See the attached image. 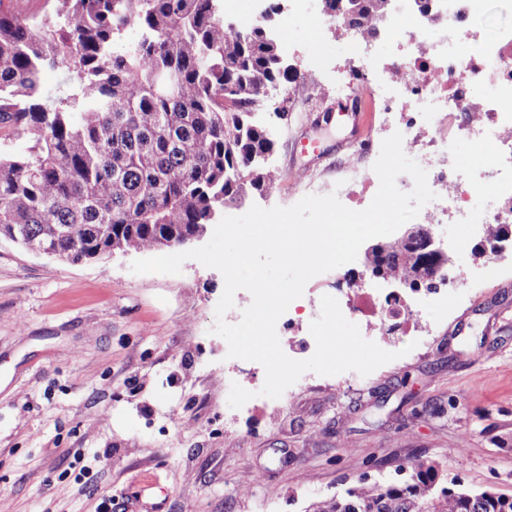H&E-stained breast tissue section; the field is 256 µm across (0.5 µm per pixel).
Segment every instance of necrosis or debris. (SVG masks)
Wrapping results in <instances>:
<instances>
[{
  "instance_id": "obj_1",
  "label": "necrosis or debris",
  "mask_w": 512,
  "mask_h": 512,
  "mask_svg": "<svg viewBox=\"0 0 512 512\" xmlns=\"http://www.w3.org/2000/svg\"><path fill=\"white\" fill-rule=\"evenodd\" d=\"M430 4L425 15L416 0H393L384 32L376 39L347 29L342 17H335L336 32L351 50H370L367 71L337 70L336 97L347 101L365 92L388 116L384 134H402L404 152L426 171L436 195L421 209L422 218L458 225L465 246L469 231L486 241L496 225L512 223V29L492 37L470 35L488 0ZM475 81L490 86L491 95L472 96ZM459 135L475 151L490 154L492 164L458 158L453 140ZM380 137L369 135L346 166L337 190L344 205H351L358 187L377 191L373 162L380 154ZM364 286L377 307L365 339L382 346L388 335L416 323V312L389 289L371 280Z\"/></svg>"
}]
</instances>
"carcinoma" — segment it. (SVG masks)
Segmentation results:
<instances>
[{
  "label": "carcinoma",
  "mask_w": 512,
  "mask_h": 512,
  "mask_svg": "<svg viewBox=\"0 0 512 512\" xmlns=\"http://www.w3.org/2000/svg\"><path fill=\"white\" fill-rule=\"evenodd\" d=\"M383 0H355L351 25L375 32ZM135 37L123 40L124 32ZM265 28L224 25V0H51L0 11V128L28 139L0 156V237L73 263L117 247L151 252L213 224L224 201L280 179L275 140L256 120L267 87L307 93ZM56 70L67 91L44 97ZM368 260L391 277L434 272L405 244ZM415 465L405 487L361 483L312 512H512V495L436 487Z\"/></svg>",
  "instance_id": "carcinoma-1"
}]
</instances>
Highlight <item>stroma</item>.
<instances>
[{
  "label": "stroma",
  "instance_id": "1",
  "mask_svg": "<svg viewBox=\"0 0 512 512\" xmlns=\"http://www.w3.org/2000/svg\"><path fill=\"white\" fill-rule=\"evenodd\" d=\"M324 12L281 17L298 68L348 56ZM309 107L277 121L275 187L251 205L288 207L305 192L295 169L336 179V163L383 115L360 112L318 129L335 106L319 74ZM134 254L72 263L0 238V512H127L131 497L161 512H308L360 482L394 483L399 467L439 466L475 491L512 494V251L478 237L452 255L474 283L423 350L388 338L398 359L364 376H323L294 401L260 396L263 369L233 367L255 394L231 409L219 375L228 347L213 334L222 274L195 260L177 275L136 274Z\"/></svg>",
  "mask_w": 512,
  "mask_h": 512
}]
</instances>
